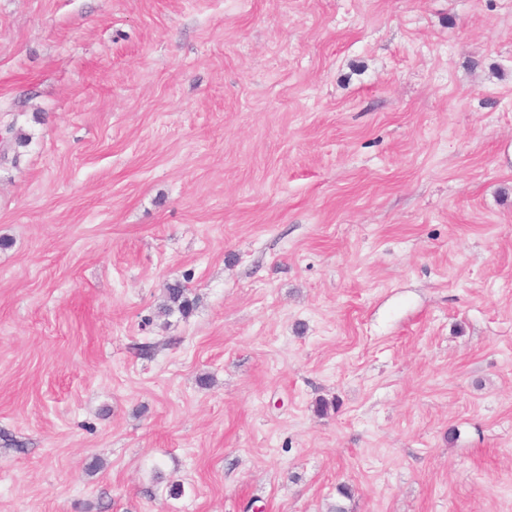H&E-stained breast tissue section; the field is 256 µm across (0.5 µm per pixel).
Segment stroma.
Listing matches in <instances>:
<instances>
[{
    "mask_svg": "<svg viewBox=\"0 0 512 512\" xmlns=\"http://www.w3.org/2000/svg\"><path fill=\"white\" fill-rule=\"evenodd\" d=\"M338 506L512 512V0H0V512ZM167 298L170 304L164 308L165 313H171L175 308L179 312H187L192 302L188 298L186 288L179 282L168 284L166 287Z\"/></svg>",
    "mask_w": 512,
    "mask_h": 512,
    "instance_id": "obj_1",
    "label": "stroma"
}]
</instances>
